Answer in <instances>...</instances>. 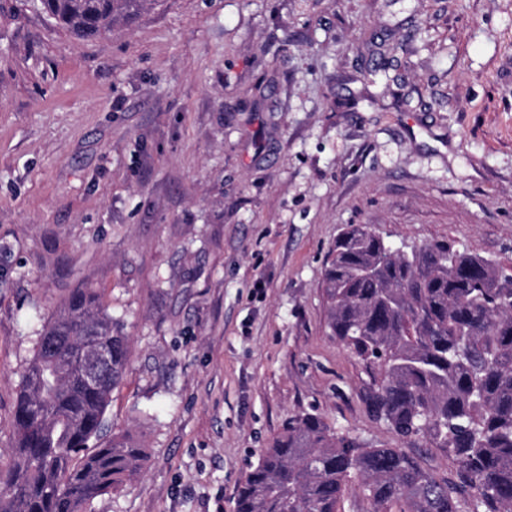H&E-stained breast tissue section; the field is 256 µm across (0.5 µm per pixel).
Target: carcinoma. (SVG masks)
<instances>
[{"mask_svg": "<svg viewBox=\"0 0 512 512\" xmlns=\"http://www.w3.org/2000/svg\"><path fill=\"white\" fill-rule=\"evenodd\" d=\"M155 2L33 0L87 38ZM323 288L330 334L377 369L376 416L404 442L453 455L456 472L440 477L401 448H370L318 414L291 415L238 485L235 512H338L353 475L369 512H512V268L444 240L403 251L351 224ZM87 334L109 354L93 385L79 370ZM128 352L91 289L43 326L21 373L0 512H88L142 470L144 448L125 435L102 440Z\"/></svg>", "mask_w": 512, "mask_h": 512, "instance_id": "carcinoma-1", "label": "carcinoma"}]
</instances>
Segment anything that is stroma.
<instances>
[{
  "instance_id": "35a3bbf8",
  "label": "stroma",
  "mask_w": 512,
  "mask_h": 512,
  "mask_svg": "<svg viewBox=\"0 0 512 512\" xmlns=\"http://www.w3.org/2000/svg\"><path fill=\"white\" fill-rule=\"evenodd\" d=\"M349 224L512 264V0H158L94 39L0 0V468L44 322L93 289L129 340L108 431L147 458L90 512H234L307 412L453 477L329 334Z\"/></svg>"
}]
</instances>
